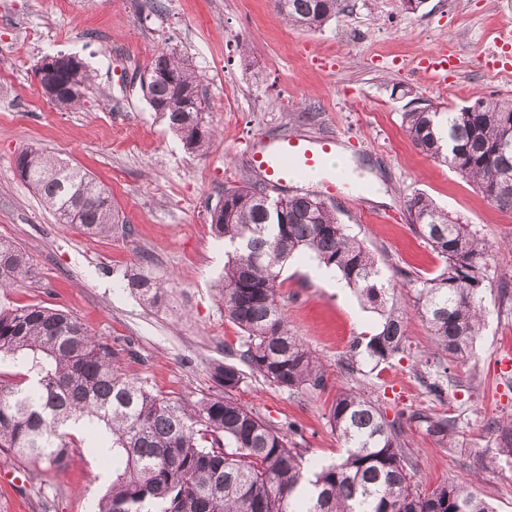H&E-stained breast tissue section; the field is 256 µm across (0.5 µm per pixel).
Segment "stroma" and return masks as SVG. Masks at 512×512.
Wrapping results in <instances>:
<instances>
[{"mask_svg":"<svg viewBox=\"0 0 512 512\" xmlns=\"http://www.w3.org/2000/svg\"><path fill=\"white\" fill-rule=\"evenodd\" d=\"M348 11L317 31L286 23L274 0H0V238L17 243L36 272L1 291L0 301L70 312L107 343L123 372L153 393L197 401L216 394L215 364L232 362L241 330L224 315V242L208 203L225 188L262 180L255 148L282 133L335 138L350 153L346 176L298 183L334 205L338 220L386 274L402 277L405 302L443 264L407 221L405 201L423 193L461 217L491 247L487 320L472 354L452 364L444 398L421 365L433 344L409 317L403 352L386 362L343 363L354 341L372 335L377 314L350 288H335L316 260H289L279 278L288 327L316 355L326 385L291 393L246 374L234 397L270 424L298 429L306 461L335 462L341 443L326 414L336 395L364 390L398 419L415 464L414 480L474 486L495 512H512V460L496 467V434L486 423L512 415V212L490 205L467 180L428 159L402 125L414 108L463 105L477 97L512 100L488 53L512 32V0H425L416 13L399 0H349ZM188 58L198 72L218 135L206 156L187 153L140 90L159 48ZM456 51L461 67L444 83L415 69L427 51ZM83 59L91 87L81 107L62 111L36 75L47 54ZM36 148L88 170L112 193L121 225L89 236L59 224L21 181L17 155ZM144 270L172 279L165 306L142 305L125 276ZM458 417L453 446L439 443L414 415ZM0 512H93L112 478L90 449L59 471L0 450Z\"/></svg>","mask_w":512,"mask_h":512,"instance_id":"stroma-1","label":"stroma"}]
</instances>
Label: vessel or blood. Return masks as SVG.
I'll list each match as a JSON object with an SVG mask.
<instances>
[{
    "mask_svg": "<svg viewBox=\"0 0 512 512\" xmlns=\"http://www.w3.org/2000/svg\"><path fill=\"white\" fill-rule=\"evenodd\" d=\"M419 69L428 79L443 82L449 73L457 71L458 63L454 56L434 53L420 61ZM330 151L329 140L316 143L287 134L277 136L263 150L255 152L253 161L264 173L267 185L281 191L302 175L321 170L324 156Z\"/></svg>",
    "mask_w": 512,
    "mask_h": 512,
    "instance_id": "vessel-or-blood-1",
    "label": "vessel or blood"
}]
</instances>
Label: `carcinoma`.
Instances as JSON below:
<instances>
[{
    "mask_svg": "<svg viewBox=\"0 0 512 512\" xmlns=\"http://www.w3.org/2000/svg\"><path fill=\"white\" fill-rule=\"evenodd\" d=\"M288 22L316 30L346 12L347 0H274ZM144 74L150 108L166 119L190 154L206 153L213 133L194 66L161 49ZM91 81L86 63L56 54L41 78L50 102L78 107ZM412 143L472 182L493 206L512 212V101L478 97L444 110L403 113ZM20 179L58 214L88 235L109 234L119 223L111 193L93 175L38 149L15 161ZM262 183L224 189L210 210L224 240V316L244 333L239 359L270 384L290 392L325 387L321 363L288 328L278 299V279L295 254L336 271L381 323L368 341L355 342L346 368L361 353L379 364L404 348L407 314L402 287L340 224L336 210L315 194L266 202ZM408 222L442 258L444 266L416 288V313L434 348L423 363L448 373L465 360L487 312L485 265L489 246L470 225L415 193L406 200ZM25 253L0 239V288L32 278ZM127 287L148 307L166 302V283L141 271ZM22 373H0V449L67 468L78 448L71 424L109 440L96 444L112 459V483L97 512H493L469 485L447 483L423 490L413 481L411 453L399 422L360 392L332 403L327 421L342 442V457L304 466L287 436L234 399L244 371L233 363L213 367L223 393L198 401L152 393L122 372L112 349L67 311L0 304V361ZM430 434L452 445L455 419L419 416ZM498 448L487 465L512 459V417L491 423Z\"/></svg>",
    "mask_w": 512,
    "mask_h": 512,
    "instance_id": "cac0c4a2",
    "label": "carcinoma"
}]
</instances>
